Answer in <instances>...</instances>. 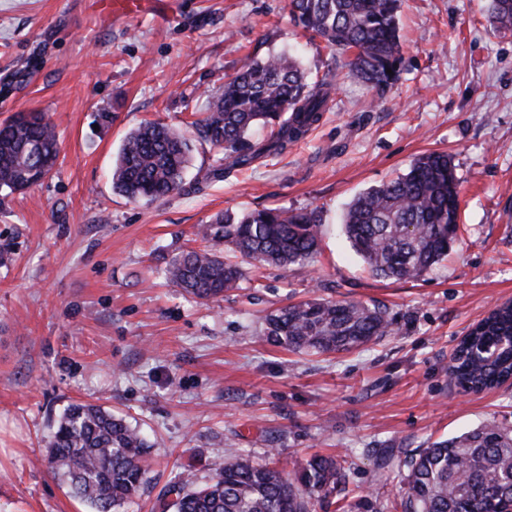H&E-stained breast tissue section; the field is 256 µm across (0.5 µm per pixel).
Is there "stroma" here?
I'll use <instances>...</instances> for the list:
<instances>
[{
    "mask_svg": "<svg viewBox=\"0 0 512 512\" xmlns=\"http://www.w3.org/2000/svg\"><path fill=\"white\" fill-rule=\"evenodd\" d=\"M487 5L404 0L399 80L380 96L293 26L288 0H159L115 20L95 0H0V122L43 112L60 135L53 175L0 204V512H89L45 461L77 402L126 416L152 443L149 480L123 512H160L183 468L203 484L228 457L265 463L273 448L289 472L317 453L340 461L342 481L313 512H401L399 468L416 450L487 422L512 429V388L448 381L459 339L512 300V33L491 30ZM255 51L296 55L312 76L334 69L304 139L201 186L198 170L221 157L199 142L181 191L113 192L129 131L161 121L194 137ZM428 150L452 157L458 239L421 280L374 277L342 232L345 209ZM314 207L312 266L249 270L208 301L165 276L216 213ZM314 297L379 304L393 331L349 353L269 344L265 314Z\"/></svg>",
    "mask_w": 512,
    "mask_h": 512,
    "instance_id": "35a3bbf8",
    "label": "stroma"
}]
</instances>
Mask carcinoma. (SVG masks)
I'll use <instances>...</instances> for the list:
<instances>
[{
  "instance_id": "1",
  "label": "carcinoma",
  "mask_w": 512,
  "mask_h": 512,
  "mask_svg": "<svg viewBox=\"0 0 512 512\" xmlns=\"http://www.w3.org/2000/svg\"><path fill=\"white\" fill-rule=\"evenodd\" d=\"M491 25L512 31V0H489ZM401 0H289V17L344 60L349 73L384 92L398 80ZM392 73H387V70ZM332 75L311 80L285 55H253L224 82L205 116L200 139L223 154L224 166L203 179L281 154L326 111ZM257 126L271 127L264 138ZM59 138L42 112H19L0 126V192L25 190L52 173ZM192 139L149 122L125 137L112 169V189L129 200H156L183 188ZM460 183L445 152L419 156L397 178L368 188L349 204L344 234L375 277L427 275L456 240ZM318 209L226 210L197 229L209 243L186 250L167 268L170 281L201 299L239 288L243 265L288 270L315 262ZM392 332L386 311L349 299L320 298L266 317L265 335L295 351L341 352ZM512 377V305L496 306L475 323L450 357L448 380L465 393L494 389ZM151 445L125 419L89 404L71 406L53 427L47 463L91 512H119L146 481ZM403 512H512V430L493 423L439 439L405 462ZM342 479L332 457L314 456L293 474L245 456L224 463L212 483L189 478L162 494L168 512H310L311 496Z\"/></svg>"
}]
</instances>
